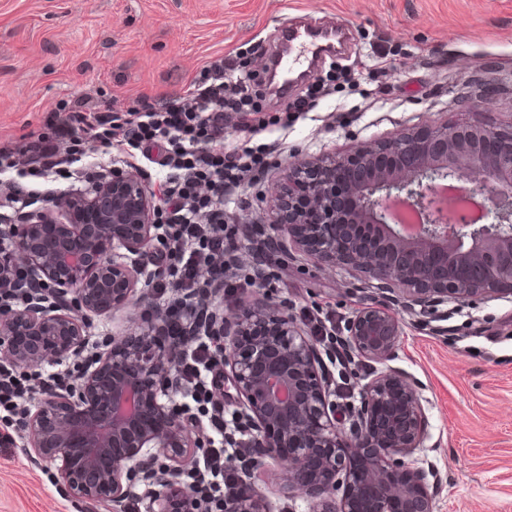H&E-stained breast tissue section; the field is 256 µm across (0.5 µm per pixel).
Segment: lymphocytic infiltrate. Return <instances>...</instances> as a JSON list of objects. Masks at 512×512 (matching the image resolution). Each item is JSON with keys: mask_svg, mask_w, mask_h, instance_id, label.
Instances as JSON below:
<instances>
[{"mask_svg": "<svg viewBox=\"0 0 512 512\" xmlns=\"http://www.w3.org/2000/svg\"><path fill=\"white\" fill-rule=\"evenodd\" d=\"M251 100L246 86L225 92L224 66L215 63L195 76L183 94L161 104L142 97L138 107L122 115L107 106L75 101L66 118H50L45 131L32 134L24 147L29 177L42 181L64 175L69 161L59 153L63 141L74 154L89 142L144 154L161 151L162 165L171 171L161 196L168 241L164 254L151 262L163 272L155 284L157 293L165 294L172 285L179 297L161 304L159 334L165 338L189 333L178 357L184 395L206 407L207 427L217 437L223 436L228 422L214 399L217 348L201 303L209 289L228 286L227 258L236 247V232L224 222V199L239 188L244 173L261 171L266 164L252 150L224 148L225 113L244 111ZM170 276L175 279L171 285L166 282ZM224 454V447H213L197 460L190 485L197 499L223 501L239 484V467L252 461L247 447L237 449L236 468L227 465Z\"/></svg>", "mask_w": 512, "mask_h": 512, "instance_id": "lymphocytic-infiltrate-1", "label": "lymphocytic infiltrate"}]
</instances>
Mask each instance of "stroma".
I'll list each match as a JSON object with an SVG mask.
<instances>
[{
  "label": "stroma",
  "instance_id": "35a3bbf8",
  "mask_svg": "<svg viewBox=\"0 0 512 512\" xmlns=\"http://www.w3.org/2000/svg\"><path fill=\"white\" fill-rule=\"evenodd\" d=\"M348 28L350 44L326 59L287 96L256 93L257 112L228 113V147L271 144L267 167L245 177L224 206L237 229L267 220L281 167L297 157L347 153L403 131L459 118L512 127V0H0V147L16 148L41 130L48 113L73 101L126 110L182 94L204 67L224 64V83L250 82L262 71L286 25ZM491 90L473 109L463 102ZM309 112H287L305 93ZM260 133H252L254 124ZM119 165L159 194L163 169L140 153L92 146L88 171ZM266 295L288 304L307 328L340 326L370 289L354 271L315 265L300 253L280 262L263 254ZM253 259L242 254L214 304L233 317L252 297ZM403 334L390 362L427 397L437 474L438 512H512V295L450 313L445 329L421 327L401 313ZM373 362L329 366L336 402L358 399ZM0 447V512H112L65 490L55 464L28 452L20 424ZM284 468L270 461L252 481L272 512H309L306 493L281 491Z\"/></svg>",
  "mask_w": 512,
  "mask_h": 512
}]
</instances>
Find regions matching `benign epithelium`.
<instances>
[{"instance_id":"benign-epithelium-1","label":"benign epithelium","mask_w":512,"mask_h":512,"mask_svg":"<svg viewBox=\"0 0 512 512\" xmlns=\"http://www.w3.org/2000/svg\"><path fill=\"white\" fill-rule=\"evenodd\" d=\"M343 180L345 203L336 197ZM275 217L244 240L295 239L313 262L363 274L375 298L350 316L346 347L379 365L358 403L340 409L312 331L257 292L233 318L210 308L221 362L266 460L286 465L283 491H308L312 512H436L434 472L424 466L427 399L387 365L402 325L392 306L426 327L476 299L512 294V128L466 119L400 133L332 158L284 166L272 190ZM159 209L140 176L121 166L91 187L28 211L4 230L0 283L23 265L31 283L0 306V361L24 372L76 367L61 391L26 408V448L56 464L69 493L118 507L138 484L146 512H196L182 477L210 447L177 396L180 341H160L162 317L134 319L87 354L86 330L135 301L148 253L164 246ZM348 448L370 465L348 466ZM220 512H269L249 480Z\"/></svg>"}]
</instances>
